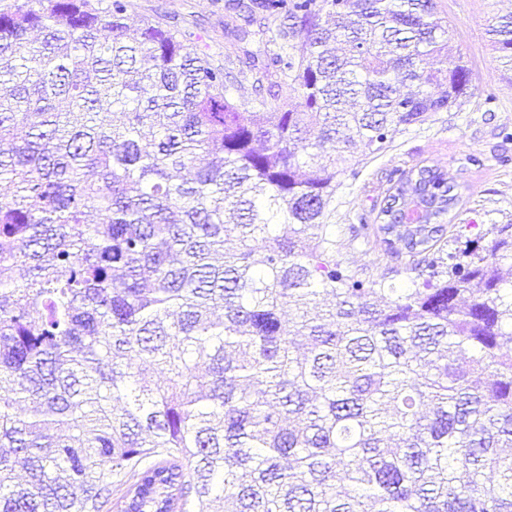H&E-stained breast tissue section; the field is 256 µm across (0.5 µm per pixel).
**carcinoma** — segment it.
<instances>
[{
	"mask_svg": "<svg viewBox=\"0 0 512 512\" xmlns=\"http://www.w3.org/2000/svg\"><path fill=\"white\" fill-rule=\"evenodd\" d=\"M128 7L0 10V512L130 478L118 512H512V224L448 263L396 206L448 213L446 174L394 170L397 286L328 223L351 146L475 94L433 0H262L301 29L245 50L248 104ZM488 35L512 66V16Z\"/></svg>",
	"mask_w": 512,
	"mask_h": 512,
	"instance_id": "cac0c4a2",
	"label": "carcinoma"
}]
</instances>
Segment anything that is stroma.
<instances>
[{
  "mask_svg": "<svg viewBox=\"0 0 512 512\" xmlns=\"http://www.w3.org/2000/svg\"><path fill=\"white\" fill-rule=\"evenodd\" d=\"M437 16L448 26V46L468 70L477 94L429 123L398 133L384 151L371 155L358 149L356 175H343L330 204L338 248L350 264L374 280L402 283L406 256L386 252L377 218L389 187L388 176L416 165L444 169L457 184L459 201L445 219L447 250L468 243L487 246L485 230L512 223V70L505 69L487 35L493 17L512 14V0H436ZM127 24L138 28L149 20L188 33L190 47L220 58L240 53L238 40L227 33L231 18L248 19L258 34L278 22L257 0H129ZM482 157L479 166L467 155ZM371 229L368 240L355 239L354 226Z\"/></svg>",
  "mask_w": 512,
  "mask_h": 512,
  "instance_id": "stroma-1",
  "label": "stroma"
}]
</instances>
